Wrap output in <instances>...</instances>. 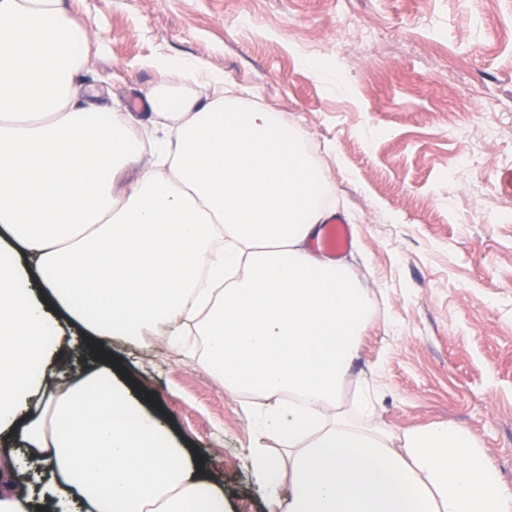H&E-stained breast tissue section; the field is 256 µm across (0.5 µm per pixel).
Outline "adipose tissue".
<instances>
[{
	"mask_svg": "<svg viewBox=\"0 0 512 512\" xmlns=\"http://www.w3.org/2000/svg\"><path fill=\"white\" fill-rule=\"evenodd\" d=\"M87 38L65 0H0V230L35 264L0 263V512H226L107 345L163 322L194 325L205 369L258 400L287 454L242 462L277 512H512L464 428L342 410L370 301L347 262L307 248L331 185L298 132L223 71L157 56L145 133L95 104ZM61 315L88 372L59 360Z\"/></svg>",
	"mask_w": 512,
	"mask_h": 512,
	"instance_id": "1",
	"label": "adipose tissue"
}]
</instances>
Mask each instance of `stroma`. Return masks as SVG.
I'll return each mask as SVG.
<instances>
[{
  "mask_svg": "<svg viewBox=\"0 0 512 512\" xmlns=\"http://www.w3.org/2000/svg\"><path fill=\"white\" fill-rule=\"evenodd\" d=\"M86 81L133 110L189 58L254 88L304 137L356 229L345 260L378 308L343 390L373 381L397 429L452 423L512 487V0H67ZM112 356L203 461L228 512H269L240 464L255 405L199 349L113 337Z\"/></svg>",
  "mask_w": 512,
  "mask_h": 512,
  "instance_id": "35a3bbf8",
  "label": "stroma"
}]
</instances>
